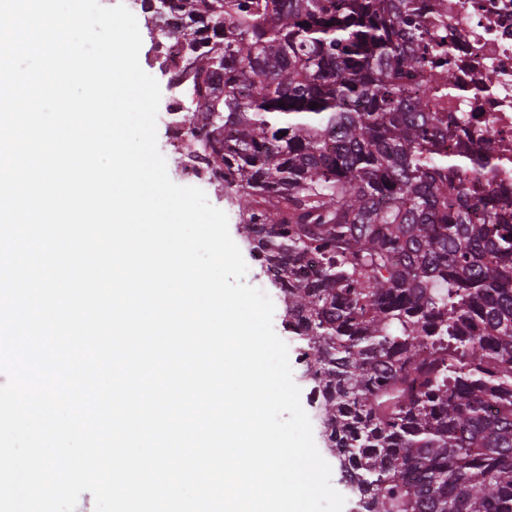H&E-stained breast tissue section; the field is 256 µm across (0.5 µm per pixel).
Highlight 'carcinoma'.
Listing matches in <instances>:
<instances>
[{
	"label": "carcinoma",
	"instance_id": "obj_1",
	"mask_svg": "<svg viewBox=\"0 0 512 512\" xmlns=\"http://www.w3.org/2000/svg\"><path fill=\"white\" fill-rule=\"evenodd\" d=\"M190 146L279 288L356 512H512V209L425 0H165ZM318 107H312V104Z\"/></svg>",
	"mask_w": 512,
	"mask_h": 512
}]
</instances>
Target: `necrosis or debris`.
<instances>
[{
	"mask_svg": "<svg viewBox=\"0 0 512 512\" xmlns=\"http://www.w3.org/2000/svg\"><path fill=\"white\" fill-rule=\"evenodd\" d=\"M432 23L455 36L453 79L465 93L456 111L466 115V131L489 130L496 152L512 159V0H432ZM187 99L174 85L169 108L157 119L170 131L168 144L180 156L189 180H209L198 160L184 149L189 140Z\"/></svg>",
	"mask_w": 512,
	"mask_h": 512,
	"instance_id": "1",
	"label": "necrosis or debris"
}]
</instances>
